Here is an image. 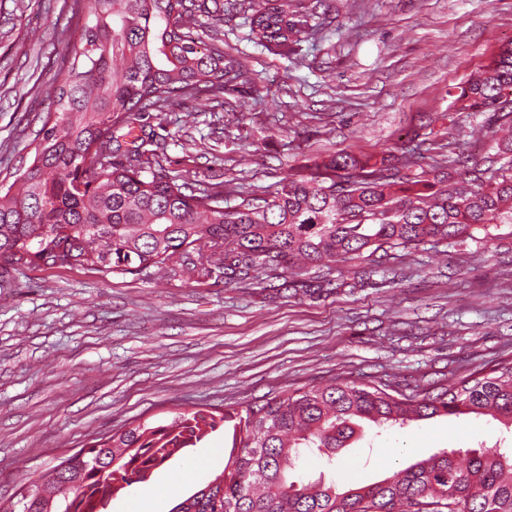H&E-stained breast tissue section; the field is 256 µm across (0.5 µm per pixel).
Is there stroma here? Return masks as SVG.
<instances>
[{
    "instance_id": "1",
    "label": "stroma",
    "mask_w": 512,
    "mask_h": 512,
    "mask_svg": "<svg viewBox=\"0 0 512 512\" xmlns=\"http://www.w3.org/2000/svg\"><path fill=\"white\" fill-rule=\"evenodd\" d=\"M320 32L288 57L257 47L243 13L205 24L246 57L256 91L140 113L134 132L188 182L268 194L341 152L380 154L413 137L421 154L487 168L497 125L452 112L450 97L512 45V0H323ZM81 25L72 0H0V173L28 166L49 92ZM398 251L361 288H299L291 276L242 284L90 269H28L0 292V502L20 499L94 439L180 413L226 414L219 430L112 499L125 512L141 488L157 512L221 474L235 416L251 404L344 379L415 386L512 360V224ZM511 441L487 416L406 426L362 423L326 464L306 450L290 472L357 487L443 449Z\"/></svg>"
}]
</instances>
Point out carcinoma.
I'll return each instance as SVG.
<instances>
[{"mask_svg": "<svg viewBox=\"0 0 512 512\" xmlns=\"http://www.w3.org/2000/svg\"><path fill=\"white\" fill-rule=\"evenodd\" d=\"M247 14L251 41L281 55L318 31L299 0H213ZM80 45L54 110L40 118L34 157L0 180V289L31 268L94 269L140 275L175 266L226 283L288 274L303 288L331 281L313 271L329 261L364 285L369 269L396 249L471 237L512 224V47L452 94L454 111L490 112L505 131L496 169L457 178L460 160L422 162L413 148L380 157L342 152L288 178L271 198L229 204L224 184L193 189L158 167L132 135L137 113L207 91L254 85L245 61L194 37L196 0H74ZM64 261L59 263V255ZM490 415L512 424V362L483 376L408 393L384 382H332L250 406L234 425L224 471L172 512H512V453L495 446L442 450L373 484L342 491L288 481L305 448L334 453L360 420L399 424L441 415ZM226 416L183 413L167 426L140 423L93 441L100 451L65 458L0 512H105L115 493L144 483Z\"/></svg>", "mask_w": 512, "mask_h": 512, "instance_id": "cac0c4a2", "label": "carcinoma"}]
</instances>
